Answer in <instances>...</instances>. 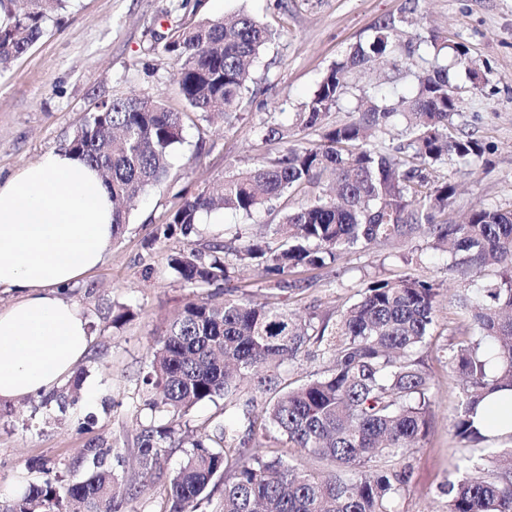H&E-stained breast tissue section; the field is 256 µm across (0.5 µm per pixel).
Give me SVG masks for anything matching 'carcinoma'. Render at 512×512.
Listing matches in <instances>:
<instances>
[{
    "label": "carcinoma",
    "instance_id": "obj_1",
    "mask_svg": "<svg viewBox=\"0 0 512 512\" xmlns=\"http://www.w3.org/2000/svg\"><path fill=\"white\" fill-rule=\"evenodd\" d=\"M67 0H0V63H8L57 20ZM393 18L379 22L370 40L333 64L298 113L296 128L264 124V141L285 143L277 155L230 172L222 183L188 199L156 229L155 238L190 235L202 213L224 209L246 216L285 200L330 175L335 197L316 195L281 209L279 221L263 225L272 248L245 241L237 259L256 268L270 288L300 289L301 267L336 263L353 248L422 239L448 255V266L480 277L459 296L471 312L468 337L444 348L448 369L461 380L463 401L452 422L462 444L496 442L475 420L488 395L512 390V210L472 208L465 221L448 223L455 184L439 177L447 164L476 165L482 141L456 132L458 101L439 63L447 37L430 28L419 37L423 53L408 63L416 84L410 96L379 83L357 98L352 119L324 128L326 115L348 92V75L397 51ZM274 38L245 13L202 19L169 33L163 45L174 62L179 92L208 123L253 103L252 66ZM405 136L388 145L383 135L400 120ZM323 128L321 142L295 138L297 129ZM182 143V113L150 96L117 97L95 106L66 151L96 168L112 195L113 236L128 223L130 209L150 187L166 179ZM169 266L187 285L230 280L218 251L209 258L194 249L170 257ZM491 269L494 277L481 278ZM439 287L424 275L373 277L360 297L339 314L335 326L315 324L283 307L246 293L215 304L189 301L155 345L142 383V406L152 415L182 417L203 401L240 399L242 382L269 396L261 412L248 398L235 424L212 433L178 429L169 421L137 436L135 459L144 478H165L161 512H201L209 487L224 478L219 512H397L406 474L388 467L425 436L431 378L424 350L435 323ZM315 344L329 358L323 374L291 388L276 370ZM187 446L182 465L164 473L172 439ZM274 448L250 456L252 446ZM297 448L324 465L311 470L283 458L278 448ZM89 474L82 480L46 479L0 504V512H125L134 484L116 490L115 470L124 464L111 448L85 449ZM447 512H512V445L468 461L448 482Z\"/></svg>",
    "mask_w": 512,
    "mask_h": 512
}]
</instances>
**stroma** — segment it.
Returning a JSON list of instances; mask_svg holds the SVG:
<instances>
[{
    "label": "stroma",
    "instance_id": "stroma-1",
    "mask_svg": "<svg viewBox=\"0 0 512 512\" xmlns=\"http://www.w3.org/2000/svg\"><path fill=\"white\" fill-rule=\"evenodd\" d=\"M240 11L275 33L255 63V101L226 122L185 124L169 177L140 198L104 262L67 290L91 336L76 365L82 381L75 402L63 409L39 397L0 406L2 502L48 475L65 481L85 477L83 451L90 444L132 458L138 434L150 423L137 407L152 346L188 301L224 300L223 284L190 287L168 259L187 248L206 252L216 244L224 247L234 284L255 300L331 322L372 275L419 274L438 283L442 299L425 355L433 378L432 416L420 447L402 462L409 479L398 512H446L442 485L456 478L455 468L465 457L479 454L458 447L450 432L461 385L442 351L452 340L450 328L466 326L467 318L449 297L470 287L472 277L449 270L445 254L423 241L412 247L379 245L345 254L335 264L299 269L307 287L279 291L265 287L257 271L241 268L233 252L239 228L276 223V210L262 208L249 216L214 211L202 215L188 237L158 240L154 230L184 198L231 170L276 155L281 145L259 139L260 123H294L324 72L387 18L399 20L401 44L431 25L446 32L450 46L461 42L469 50L471 67L455 69L451 78L458 123L488 150L473 170L442 168V176L457 187L449 222H461L481 203L512 210V0H71L60 23L49 24L25 54L0 69V176L63 150L100 101L147 95L187 111L163 51L164 35L204 17ZM450 46L442 57L451 56ZM375 81L402 92L413 86L403 67L389 61L354 72L348 95L328 113L325 126L349 120L358 89ZM118 305L130 307L131 314L116 323L112 310Z\"/></svg>",
    "mask_w": 512,
    "mask_h": 512
}]
</instances>
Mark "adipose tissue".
<instances>
[{"label":"adipose tissue","mask_w":512,"mask_h":512,"mask_svg":"<svg viewBox=\"0 0 512 512\" xmlns=\"http://www.w3.org/2000/svg\"><path fill=\"white\" fill-rule=\"evenodd\" d=\"M112 197L99 173L65 151L0 178V403L48 394L90 346L66 288L96 268L113 236Z\"/></svg>","instance_id":"ef3b65f1"}]
</instances>
